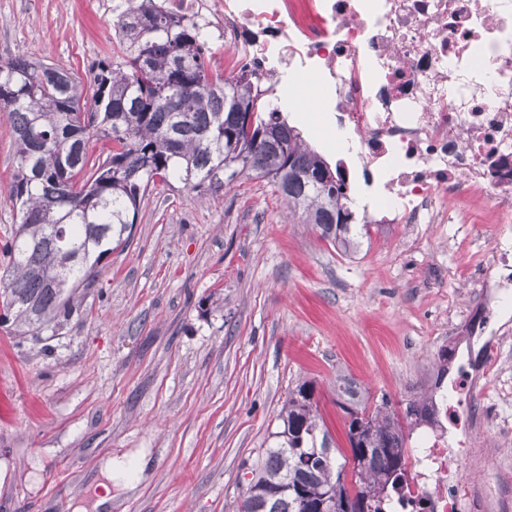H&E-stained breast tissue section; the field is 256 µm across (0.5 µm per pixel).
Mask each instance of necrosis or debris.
Segmentation results:
<instances>
[{
    "instance_id": "4bbe7bcc",
    "label": "necrosis or debris",
    "mask_w": 512,
    "mask_h": 512,
    "mask_svg": "<svg viewBox=\"0 0 512 512\" xmlns=\"http://www.w3.org/2000/svg\"><path fill=\"white\" fill-rule=\"evenodd\" d=\"M225 72L278 102L285 81L316 80L314 109L351 136L341 168L383 187L369 224H444L485 191L493 223L512 222V0H218ZM434 413L403 450L407 478L387 512H512L466 467L486 458L474 396L512 336V236L492 244Z\"/></svg>"
}]
</instances>
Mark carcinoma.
I'll return each mask as SVG.
<instances>
[{"label":"carcinoma","mask_w":512,"mask_h":512,"mask_svg":"<svg viewBox=\"0 0 512 512\" xmlns=\"http://www.w3.org/2000/svg\"><path fill=\"white\" fill-rule=\"evenodd\" d=\"M112 37L118 49L92 64L89 98L63 68L19 52L0 64V115L16 160L9 192L20 215L0 308L14 335L37 340L62 328L101 262L129 244L159 180L217 191L243 174L265 179L336 249L348 253L369 235L345 178L247 75L213 65L197 24L157 0H127ZM98 143L105 154L94 153ZM336 405L351 461L333 458L315 388L303 381L288 393L235 512H384L406 480L401 448L425 405L409 402L400 414L387 395L373 401L346 376L336 377Z\"/></svg>","instance_id":"1"}]
</instances>
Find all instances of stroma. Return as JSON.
Here are the masks:
<instances>
[{
    "label": "stroma",
    "instance_id": "stroma-1",
    "mask_svg": "<svg viewBox=\"0 0 512 512\" xmlns=\"http://www.w3.org/2000/svg\"><path fill=\"white\" fill-rule=\"evenodd\" d=\"M113 0H0V61L22 51L85 77L111 53ZM0 116V270L19 215ZM375 224L349 255L299 223L266 180L217 193L157 183L130 244L57 334L0 324V512H74L100 464L130 461L110 512H233L289 391L313 384L347 451L336 378L411 401L448 345L500 227ZM477 485L512 486L497 428Z\"/></svg>",
    "mask_w": 512,
    "mask_h": 512
}]
</instances>
